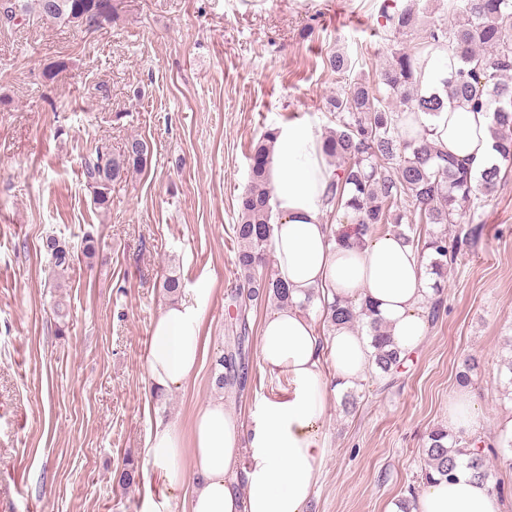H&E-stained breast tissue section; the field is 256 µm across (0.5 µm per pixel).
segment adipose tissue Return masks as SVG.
Returning a JSON list of instances; mask_svg holds the SVG:
<instances>
[{"mask_svg":"<svg viewBox=\"0 0 512 512\" xmlns=\"http://www.w3.org/2000/svg\"><path fill=\"white\" fill-rule=\"evenodd\" d=\"M429 140L442 151L469 160L473 172L497 160L486 112L447 101L429 123ZM324 138L307 125L279 128L269 166L271 204L276 213L269 255L276 278L290 288L288 304L262 320L258 356L263 370L288 374V399L266 404L243 422L229 395L212 397L196 413L190 438L170 422L156 420L146 445L147 460L165 495L184 486L192 491L187 512H307L321 474L325 448L321 430L329 414L332 387H353L366 377L372 349L367 336L339 326L322 341L302 303L325 290L368 307L381 319L402 354L425 339L430 281L423 260L394 233L360 246L335 239L325 221L326 193L335 170L322 152ZM166 303L154 320L145 356L146 374L156 393L186 384L199 370L204 298ZM333 374L325 376L324 363ZM484 414L471 387L448 398V427L471 439ZM189 465H182L183 454ZM412 512H507L505 500L488 484L457 467L453 479L424 485Z\"/></svg>","mask_w":512,"mask_h":512,"instance_id":"adipose-tissue-1","label":"adipose tissue"}]
</instances>
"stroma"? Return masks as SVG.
Listing matches in <instances>:
<instances>
[{
    "label": "stroma",
    "instance_id": "stroma-1",
    "mask_svg": "<svg viewBox=\"0 0 512 512\" xmlns=\"http://www.w3.org/2000/svg\"><path fill=\"white\" fill-rule=\"evenodd\" d=\"M122 19L96 30L53 23L0 30V512H185L163 500L144 454L154 418L190 436L216 389L213 359L235 312L240 272L233 227L266 130L334 127L340 84L324 58L343 49L353 76H371L392 46L373 0H124ZM61 60L63 72H44ZM140 135L150 166L95 206L83 154ZM438 319L398 373L331 397L321 476L308 512H391L422 490V448L444 426L465 358L487 419L512 411L503 394L512 356V172L478 210ZM54 234L76 254L57 280L42 247ZM176 274L183 294L207 288L202 367L154 394L145 371L151 324ZM65 318H58L56 303ZM269 303L248 312L249 379L233 398L243 419L293 386L258 356ZM64 335H57L59 323ZM134 458L141 476L120 487Z\"/></svg>",
    "mask_w": 512,
    "mask_h": 512
}]
</instances>
